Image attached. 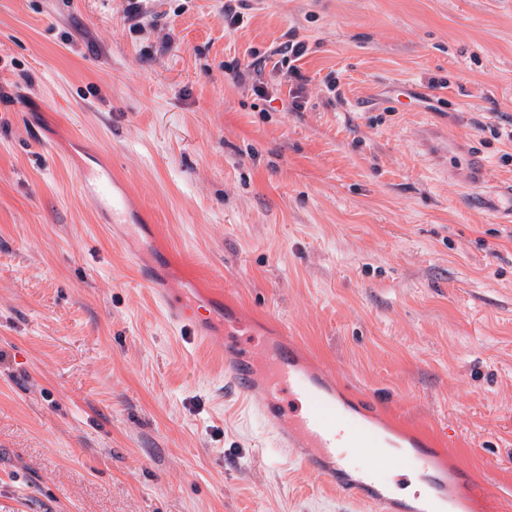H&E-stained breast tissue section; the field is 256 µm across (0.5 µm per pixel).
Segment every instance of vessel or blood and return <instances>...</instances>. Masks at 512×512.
I'll return each instance as SVG.
<instances>
[{"label": "vessel or blood", "mask_w": 512, "mask_h": 512, "mask_svg": "<svg viewBox=\"0 0 512 512\" xmlns=\"http://www.w3.org/2000/svg\"><path fill=\"white\" fill-rule=\"evenodd\" d=\"M79 189L94 206L107 210L113 223L134 231L130 199L110 169L81 170ZM150 292L174 321L188 330L197 329L193 305L176 302L170 290L157 283L151 284ZM264 344L263 355L256 360L225 349L224 381L233 396L269 399L260 417L279 447L317 469L332 491L369 506L371 512H483L492 497L487 483L442 464L440 439L384 426L363 413L350 418L348 398L306 368L291 337L269 336ZM344 447L354 449V457L341 455ZM395 447L405 449L416 469L406 499L396 494L398 481L386 479L373 465L374 459L390 455Z\"/></svg>", "instance_id": "b4317fda"}]
</instances>
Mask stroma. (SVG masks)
Segmentation results:
<instances>
[{"label":"stroma","mask_w":512,"mask_h":512,"mask_svg":"<svg viewBox=\"0 0 512 512\" xmlns=\"http://www.w3.org/2000/svg\"><path fill=\"white\" fill-rule=\"evenodd\" d=\"M240 2L0 0V512H369L226 391L228 308L512 512V0ZM79 190L88 195L94 206L112 215V224H122L127 232L139 228L130 222L131 203L126 192L119 188L109 168L80 169ZM147 286L150 288V293L164 303L169 316L178 322L181 327L187 328L190 333L194 334L195 330L201 325V322H194V306L183 300L180 303L176 302L170 290L158 283L148 282Z\"/></svg>","instance_id":"35a3bbf8"}]
</instances>
